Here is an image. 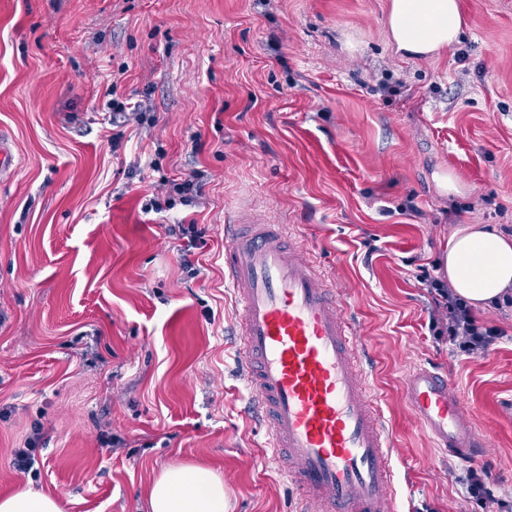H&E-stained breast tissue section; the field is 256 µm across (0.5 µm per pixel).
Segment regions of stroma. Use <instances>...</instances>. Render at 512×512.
<instances>
[{"label":"stroma","instance_id":"stroma-1","mask_svg":"<svg viewBox=\"0 0 512 512\" xmlns=\"http://www.w3.org/2000/svg\"><path fill=\"white\" fill-rule=\"evenodd\" d=\"M386 0H0V493L62 512H146L171 464L219 473L227 512H292L236 374L224 224H294L336 280L400 448L401 512H477L400 390L438 366L512 492V306L482 355L437 335L417 275L467 224L512 229V0H460L435 60L388 45ZM142 102L113 127L111 97ZM204 178L186 204L173 186ZM455 173L461 194L435 176ZM205 228L185 269L180 224ZM36 436L35 463L15 457ZM0 512H61L55 496L30 488L0 494Z\"/></svg>","mask_w":512,"mask_h":512}]
</instances>
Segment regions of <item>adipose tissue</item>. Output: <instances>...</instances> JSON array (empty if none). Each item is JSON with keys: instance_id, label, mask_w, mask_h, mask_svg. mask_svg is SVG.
I'll use <instances>...</instances> for the list:
<instances>
[{"instance_id": "ef3b65f1", "label": "adipose tissue", "mask_w": 512, "mask_h": 512, "mask_svg": "<svg viewBox=\"0 0 512 512\" xmlns=\"http://www.w3.org/2000/svg\"><path fill=\"white\" fill-rule=\"evenodd\" d=\"M467 22L459 0H388L389 45L406 57L437 58L458 42ZM457 296L483 309L512 293V238L488 224L454 232L439 261ZM149 512H225L223 478L189 464H173L149 485Z\"/></svg>"}]
</instances>
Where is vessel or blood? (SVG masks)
Here are the masks:
<instances>
[{
	"label": "vessel or blood",
	"instance_id": "b4317fda",
	"mask_svg": "<svg viewBox=\"0 0 512 512\" xmlns=\"http://www.w3.org/2000/svg\"><path fill=\"white\" fill-rule=\"evenodd\" d=\"M224 269L238 307L234 358L266 427L264 450L295 490V512H398L396 438L344 305L290 225L233 220ZM402 398L444 456L487 448L468 405L434 366L410 369Z\"/></svg>",
	"mask_w": 512,
	"mask_h": 512
}]
</instances>
